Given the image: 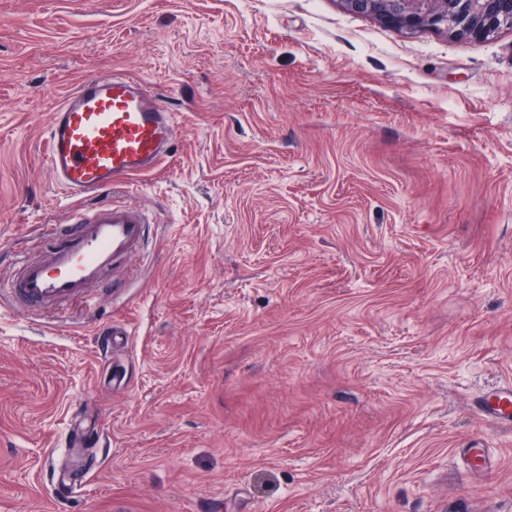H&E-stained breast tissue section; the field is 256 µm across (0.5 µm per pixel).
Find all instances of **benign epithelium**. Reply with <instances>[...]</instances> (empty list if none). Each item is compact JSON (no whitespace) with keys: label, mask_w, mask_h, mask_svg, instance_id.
I'll use <instances>...</instances> for the list:
<instances>
[{"label":"benign epithelium","mask_w":512,"mask_h":512,"mask_svg":"<svg viewBox=\"0 0 512 512\" xmlns=\"http://www.w3.org/2000/svg\"><path fill=\"white\" fill-rule=\"evenodd\" d=\"M350 12L413 32L428 28L450 35L485 38L512 21V0H339Z\"/></svg>","instance_id":"obj_1"}]
</instances>
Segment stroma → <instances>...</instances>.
I'll return each instance as SVG.
<instances>
[{
  "label": "stroma",
  "mask_w": 512,
  "mask_h": 512,
  "mask_svg": "<svg viewBox=\"0 0 512 512\" xmlns=\"http://www.w3.org/2000/svg\"><path fill=\"white\" fill-rule=\"evenodd\" d=\"M112 70L181 124L112 193L148 249L89 308L33 314L6 293L17 257L74 204L44 131ZM508 382L512 29L0 0V512H512V427L474 406ZM76 412L106 446L66 447Z\"/></svg>",
  "instance_id": "stroma-1"
}]
</instances>
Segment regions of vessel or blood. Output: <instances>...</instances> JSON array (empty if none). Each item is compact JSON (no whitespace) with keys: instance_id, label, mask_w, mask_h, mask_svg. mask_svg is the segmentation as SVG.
Listing matches in <instances>:
<instances>
[{"instance_id":"vessel-or-blood-1","label":"vessel or blood","mask_w":512,"mask_h":512,"mask_svg":"<svg viewBox=\"0 0 512 512\" xmlns=\"http://www.w3.org/2000/svg\"><path fill=\"white\" fill-rule=\"evenodd\" d=\"M177 134L175 113L123 74L83 80L64 98L48 123L45 159L55 183L82 206L50 226L47 249L16 263L8 292L20 307L89 301L94 288L117 281L129 259L143 256L151 229L146 213L112 201L110 193L156 170ZM478 412L512 425V386L496 389Z\"/></svg>"}]
</instances>
